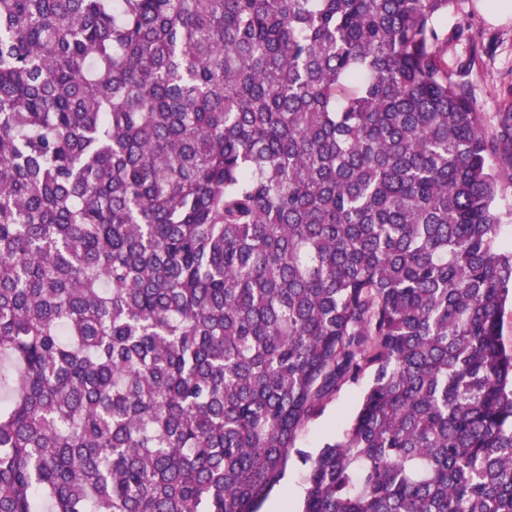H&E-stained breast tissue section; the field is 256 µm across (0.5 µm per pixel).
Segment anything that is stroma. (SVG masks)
<instances>
[{
	"label": "stroma",
	"instance_id": "1",
	"mask_svg": "<svg viewBox=\"0 0 512 512\" xmlns=\"http://www.w3.org/2000/svg\"><path fill=\"white\" fill-rule=\"evenodd\" d=\"M444 37L441 47L448 69L462 83L483 116L487 132L495 130V115L505 106L512 86V0H455L435 20ZM365 385L345 387L324 413L311 421L297 441L299 452L288 460L285 478L271 493L281 512H302V499L289 497L290 487L304 488L301 453L316 452L338 437L349 424Z\"/></svg>",
	"mask_w": 512,
	"mask_h": 512
}]
</instances>
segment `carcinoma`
Segmentation results:
<instances>
[{"instance_id":"cac0c4a2","label":"carcinoma","mask_w":512,"mask_h":512,"mask_svg":"<svg viewBox=\"0 0 512 512\" xmlns=\"http://www.w3.org/2000/svg\"><path fill=\"white\" fill-rule=\"evenodd\" d=\"M455 0H0V512H512V248ZM369 377L345 387L324 413L311 421L297 441V448L306 453H315L324 442L338 437L349 424L363 395ZM306 466L303 464L299 455L292 454V456L288 460V466L286 469V474L284 480L281 482V485L276 487L275 490L270 494L269 498L264 502L261 507V512H269V505L276 500L281 499L280 507L278 510L280 512H300L303 509V498H304V488L305 483L303 481V474ZM296 486L300 494L299 496L292 500L289 495H287V488ZM275 510V511H278Z\"/></svg>"}]
</instances>
